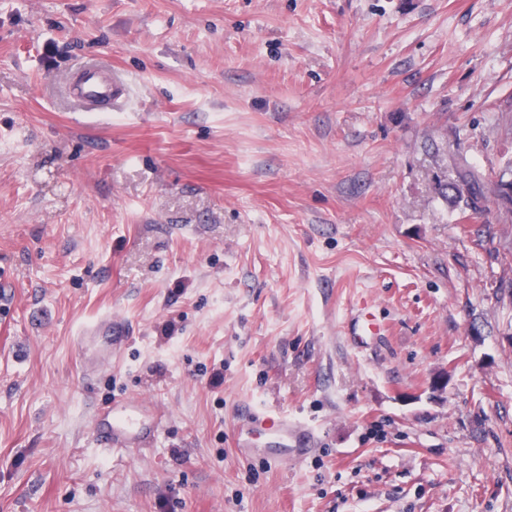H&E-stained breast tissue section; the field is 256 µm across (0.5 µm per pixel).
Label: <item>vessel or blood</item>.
<instances>
[{
  "mask_svg": "<svg viewBox=\"0 0 512 512\" xmlns=\"http://www.w3.org/2000/svg\"><path fill=\"white\" fill-rule=\"evenodd\" d=\"M123 91L117 81L105 76L100 65L86 64L81 68L77 85L80 106L89 108L104 102L121 99ZM110 338L111 344L99 352L101 358L112 354V345L121 343L125 336L124 325L111 318L94 322L87 330L86 342H96L100 337ZM162 422L152 403L123 398L114 401L111 408L96 414L93 431L98 445L115 450L142 447L152 440ZM309 429L288 419L276 409H267L251 415L250 425L238 439V450L243 456L257 455L274 464L297 462L305 454L300 441L308 439ZM266 437L267 444L258 449L254 441Z\"/></svg>",
  "mask_w": 512,
  "mask_h": 512,
  "instance_id": "b4317fda",
  "label": "vessel or blood"
}]
</instances>
